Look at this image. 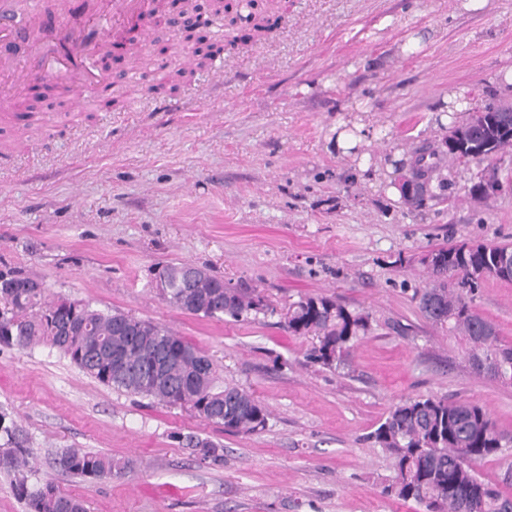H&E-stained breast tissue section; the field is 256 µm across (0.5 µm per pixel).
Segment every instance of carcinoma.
Masks as SVG:
<instances>
[{"instance_id": "1", "label": "carcinoma", "mask_w": 512, "mask_h": 512, "mask_svg": "<svg viewBox=\"0 0 512 512\" xmlns=\"http://www.w3.org/2000/svg\"><path fill=\"white\" fill-rule=\"evenodd\" d=\"M255 0L231 5L216 2L212 14L224 15L227 45L260 42L270 37V19L254 11ZM204 36L193 48L195 68L169 72L160 84L167 94L177 93L214 54ZM463 138L448 140L444 150L415 151L411 172L428 186L415 187L407 204L419 208L436 197L445 182L437 176L443 157L457 160H491L512 149V113L490 103L462 125ZM506 245L462 243L430 251L442 258L436 264L424 257L428 281L417 292L419 308L436 325L463 336L468 360L489 361L497 372L512 378V345L501 341L494 324L472 305L470 282L500 278L499 259ZM160 297L171 306L207 318L238 322L266 314L269 306L254 288H230L203 266L191 262L169 264L156 274ZM20 271L0 270V345L28 348L47 345L100 383L142 395L152 401L185 406L202 420L235 434L263 430L268 408L248 389L221 385L212 359L201 349L165 327L124 313L95 309L90 303L65 298L46 300V289L30 287ZM284 328L293 336L316 340L309 358L326 367L343 364L354 341L367 335L369 315L351 310L329 296H309L288 308ZM165 364L166 377L154 382L157 362ZM8 447L0 448V466L12 468L15 488L26 500L28 512H86L82 500L63 493L47 481L32 490L24 470L27 449L15 444L13 430L0 425ZM372 438L391 457L394 477L383 493L400 501H414L425 512H463L469 502L477 512H512V500L482 480L475 463L503 448L512 437L498 430L487 411L473 402L446 398L407 399L394 406ZM186 446L204 459H223L221 446L196 435L185 437ZM55 463L66 474L100 478L121 474L129 463L102 452L65 448Z\"/></svg>"}]
</instances>
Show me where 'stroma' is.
Returning a JSON list of instances; mask_svg holds the SVG:
<instances>
[{"instance_id":"35a3bbf8","label":"stroma","mask_w":512,"mask_h":512,"mask_svg":"<svg viewBox=\"0 0 512 512\" xmlns=\"http://www.w3.org/2000/svg\"><path fill=\"white\" fill-rule=\"evenodd\" d=\"M288 0L272 39L225 49L173 95L147 79L187 66L185 50L127 72L115 106L86 92L41 127L0 120V269L49 298L159 323L197 345L222 382L267 406L265 430L225 433L190 409L98 383L44 346L0 349V413L30 452L29 485L55 482L88 512H425L383 493L392 461L372 432L408 397L483 406L512 435V386L476 373L461 337L414 298L428 251L512 245V151L449 161L447 188L419 209L392 190L413 148L437 147L483 111L512 69V0ZM354 147H337L340 133ZM497 169L502 190L470 188ZM192 262L273 311L216 321L171 307L153 281ZM369 313L345 365L307 361L280 320L308 295ZM473 308L512 342V282L486 280ZM219 442L203 461L181 434ZM65 448L102 451L130 471L71 476Z\"/></svg>"}]
</instances>
